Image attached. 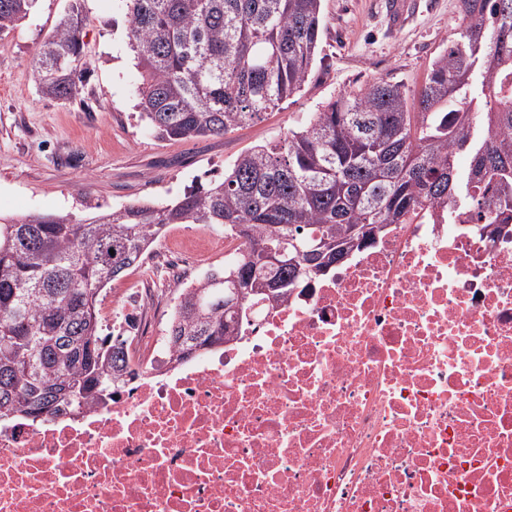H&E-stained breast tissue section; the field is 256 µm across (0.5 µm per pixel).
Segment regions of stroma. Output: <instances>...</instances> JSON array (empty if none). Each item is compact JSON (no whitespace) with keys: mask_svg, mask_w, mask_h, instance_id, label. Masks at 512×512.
Returning <instances> with one entry per match:
<instances>
[{"mask_svg":"<svg viewBox=\"0 0 512 512\" xmlns=\"http://www.w3.org/2000/svg\"><path fill=\"white\" fill-rule=\"evenodd\" d=\"M70 0H37L0 35V215L70 213L167 202L223 173L249 149L283 138L341 92L387 79L420 88L453 38L458 0H322L321 43L302 91L262 121L221 138L158 140L137 109L141 73L124 0H84L86 77L73 102L43 98L32 59Z\"/></svg>","mask_w":512,"mask_h":512,"instance_id":"stroma-1","label":"stroma"}]
</instances>
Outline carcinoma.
<instances>
[{
	"label": "carcinoma",
	"mask_w": 512,
	"mask_h": 512,
	"mask_svg": "<svg viewBox=\"0 0 512 512\" xmlns=\"http://www.w3.org/2000/svg\"><path fill=\"white\" fill-rule=\"evenodd\" d=\"M125 2L140 117L161 140L222 137L261 120L302 90L319 51L322 0ZM34 3L0 0V34ZM82 23L77 3L37 50L32 76L43 97L79 95ZM456 29L418 91L381 79L343 92L174 201L85 220L0 219V421L55 415L60 395L79 413L126 387L124 342L101 335L98 298L172 224H214L244 240L224 270L179 294L169 336L183 359L224 342L235 322L225 290L267 244L285 248L288 264L252 278L247 307L334 272L314 271L308 253L355 224L382 234L423 210L444 218L450 205L487 224L511 220L512 0H459ZM270 280L285 287L256 292Z\"/></svg>",
	"instance_id": "obj_1"
}]
</instances>
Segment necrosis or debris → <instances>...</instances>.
<instances>
[{
  "label": "necrosis or debris",
  "mask_w": 512,
  "mask_h": 512,
  "mask_svg": "<svg viewBox=\"0 0 512 512\" xmlns=\"http://www.w3.org/2000/svg\"><path fill=\"white\" fill-rule=\"evenodd\" d=\"M394 224L177 360L148 279L114 318L138 376L0 427V512H512V231ZM163 240L177 283L208 240Z\"/></svg>",
  "instance_id": "necrosis-or-debris-1"
}]
</instances>
